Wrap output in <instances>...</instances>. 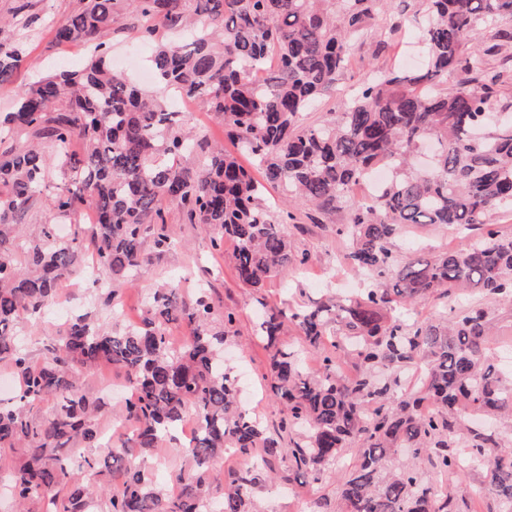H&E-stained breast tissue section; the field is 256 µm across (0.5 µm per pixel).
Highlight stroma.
<instances>
[{
    "mask_svg": "<svg viewBox=\"0 0 512 512\" xmlns=\"http://www.w3.org/2000/svg\"><path fill=\"white\" fill-rule=\"evenodd\" d=\"M33 22L22 26L13 21L12 15L17 0H0V16L12 19V26L6 27L5 36L14 38L25 47L26 60L17 72L13 83L0 87V113L12 111L19 93L24 90L32 76L54 73L63 69L78 68L86 60L82 45H59L53 40L50 25L65 20L81 6V0H30ZM381 22H374L359 32L354 40L351 63L340 77L334 90L322 96L307 111L304 120L313 123L324 119L327 112L335 110L338 102L352 96L365 76L387 72L403 64L406 56L420 48L416 40L418 25L413 12H406L401 28L393 39L395 49L378 56L371 55L369 47L378 38ZM99 43L108 49L115 68L128 76H135L138 68L147 66L144 55L138 54L139 41L135 31L116 33L103 31ZM169 229L177 242L170 253L152 257L140 274L135 287L122 288L112 310L99 312L95 304L96 282L107 280L104 270L88 268L65 281L60 289L61 299L70 301L71 315L86 312L101 313L103 321L112 327L121 328L127 322L137 321L145 299L167 282L178 283L184 295H194L197 288H206L220 309L235 313L236 330L241 338L247 339L245 349H230L226 359L234 373L245 376L247 386L253 387L260 400L259 414L268 425H275L278 409L266 392L264 374L268 353L260 342L251 338L258 302L283 305L291 309L307 306L311 300L326 292L346 289L347 285L359 284L360 278L345 265L346 241L336 235V227L345 223V213L325 219L316 225L306 218L307 206L294 204L297 226L289 227L288 234L296 249L308 253L306 266L289 274L287 279L268 281L260 293L242 287L235 275L231 256L236 249L233 240H225L223 252L213 251L208 236L199 225L188 223L178 207L170 201L163 202ZM459 234L455 228L446 225L419 226L404 231L395 241L399 255H409L411 250L433 254L455 245ZM425 482L439 487H474L480 489L478 497L467 498L466 512L480 508L481 512H496L498 502L488 491V476L482 470H469L462 475L444 474L425 469ZM339 495L337 477H330L320 483L304 478L290 480L288 484H269L261 489L258 497L263 512H314L316 501Z\"/></svg>",
    "mask_w": 512,
    "mask_h": 512,
    "instance_id": "35a3bbf8",
    "label": "stroma"
}]
</instances>
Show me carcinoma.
<instances>
[{
  "label": "carcinoma",
  "instance_id": "obj_1",
  "mask_svg": "<svg viewBox=\"0 0 512 512\" xmlns=\"http://www.w3.org/2000/svg\"><path fill=\"white\" fill-rule=\"evenodd\" d=\"M404 0H83L54 28L58 44L91 43L133 19L155 44L150 68L167 91L208 107L228 138L252 156L272 187L307 205L310 220L347 211L336 225L345 259L375 282L351 298L315 299L287 311L260 303L255 336L268 352L266 379L280 407L270 434L239 405L224 344L236 323L206 289L191 300L162 286L144 303L137 324L107 330L87 314L71 319L33 359L17 344V328L57 297L62 281L92 254L112 287L98 291L103 309L148 262L145 243L174 247L160 202L176 203L186 220L214 231L212 250L236 242L237 279L259 290L308 261L285 230L289 211L274 215L265 187L223 147L193 134L182 112L112 69L95 46L83 68L30 83L13 111L0 115V365L17 380L0 400V471L19 512H259L255 494L290 481L272 468L314 482L339 474L336 505L316 512H463L457 489L433 487L429 467L443 473L485 467L498 512H512V448L462 414L512 417V375L489 354L494 304L512 305V237L487 222L512 211V118L491 120L501 75L490 73L481 30L498 27L512 42V0H423L419 41L424 67L368 76L351 99L319 123L303 122L315 99L336 87L353 51L352 36L379 14L399 29ZM24 59L17 41L0 38V85ZM24 134L46 140L9 142ZM387 161L391 179L366 199L351 184ZM60 187L48 200L51 220L21 235L32 203L50 174ZM81 207L93 211L89 237L57 233L56 221ZM412 224H444L467 235L433 258L399 257L393 239ZM478 296L436 319L411 324L393 312L432 297ZM190 335L180 345L169 326ZM303 338L285 339L288 326ZM104 363L126 371L130 396L118 410L134 434L102 456L81 452L101 438L106 406L84 376ZM425 366L422 386L394 400L400 372ZM53 400L47 414L32 411ZM429 402L433 411L423 409ZM193 440L179 447L188 472L173 490L155 485L145 454L173 439L187 418ZM357 448L343 468L345 452ZM248 462L221 468L224 450ZM123 475L109 488L101 477Z\"/></svg>",
  "mask_w": 512,
  "mask_h": 512
}]
</instances>
